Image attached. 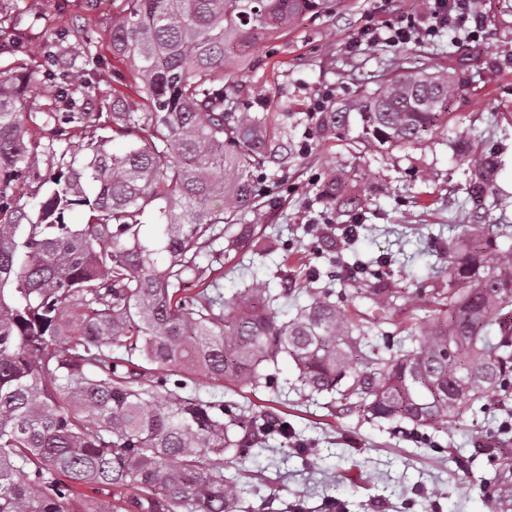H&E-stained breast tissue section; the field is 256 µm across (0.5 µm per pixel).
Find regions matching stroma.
<instances>
[{"label":"stroma","instance_id":"35a3bbf8","mask_svg":"<svg viewBox=\"0 0 512 512\" xmlns=\"http://www.w3.org/2000/svg\"><path fill=\"white\" fill-rule=\"evenodd\" d=\"M486 27L467 53L441 30L397 49L382 44L347 50L367 19L422 16L424 0H346L331 16L297 19L284 35L261 43L238 82L259 111L280 116L294 142H307L286 174H274L267 192L245 221L255 235L207 247L203 262L231 297L258 284L280 289L282 273L319 276L349 314L370 319L366 339L379 345L389 321L377 318L370 300L346 281L344 269L380 256L391 260L382 285L396 293L395 320L428 316L425 292L448 284L446 252L462 238L463 225L512 224V0H480ZM123 0H0V75L42 68L45 50L65 27L84 30L68 55L83 62L87 50L104 54L100 84L113 83L119 63L107 58L112 16ZM452 75L461 86L448 127L436 138L386 152L333 137L306 138L309 112L324 93L340 104L358 81H377L400 66ZM490 160L494 193L476 199L466 188L470 173L460 155ZM344 172L367 221L357 240L344 241V219L317 223L315 199L324 180ZM293 244L291 255L278 240ZM274 387L238 389L197 378L187 393L224 399L243 410L267 407L287 420L288 437L275 436L245 458H227L224 473L246 489L251 512H492L491 490L482 486L498 466L482 451L485 436L500 433L512 413L489 404L435 432V445L414 441L389 421L371 418L328 394L304 389L290 358L268 365ZM312 454L296 450L297 441Z\"/></svg>","mask_w":512,"mask_h":512}]
</instances>
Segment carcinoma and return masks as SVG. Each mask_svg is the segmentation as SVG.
I'll use <instances>...</instances> for the list:
<instances>
[{
    "label": "carcinoma",
    "mask_w": 512,
    "mask_h": 512,
    "mask_svg": "<svg viewBox=\"0 0 512 512\" xmlns=\"http://www.w3.org/2000/svg\"><path fill=\"white\" fill-rule=\"evenodd\" d=\"M345 0H125L112 16V57L139 80L131 103L112 85V111H87L95 68L62 62L81 34L59 31L46 65L0 76V512H242L243 488L224 457L245 458L269 435L288 437L263 411L181 395L200 374L271 386L263 365L288 356L302 385L337 392L373 418L436 431L489 397L512 402V253L482 224L448 248V288L432 290L434 317L415 324V346L388 358L365 350L361 327L306 279L308 305L280 320L288 295L264 285L230 300L183 294L206 269L203 250L241 224L265 194L269 171L293 147L268 113L252 112L233 70L264 40ZM49 90L37 112L28 94ZM458 88L448 76L402 72L357 87L316 112L315 134L372 151L408 147L448 126ZM37 127L55 140L91 132L78 149L51 152L40 171ZM116 137L129 141L111 151ZM40 180L30 209L18 185ZM468 192H493V169L475 165ZM320 198L344 199L349 237L363 227L344 182ZM390 260L356 263L374 304ZM123 349L115 355L113 347ZM512 501V462L493 479Z\"/></svg>",
    "instance_id": "carcinoma-1"
}]
</instances>
